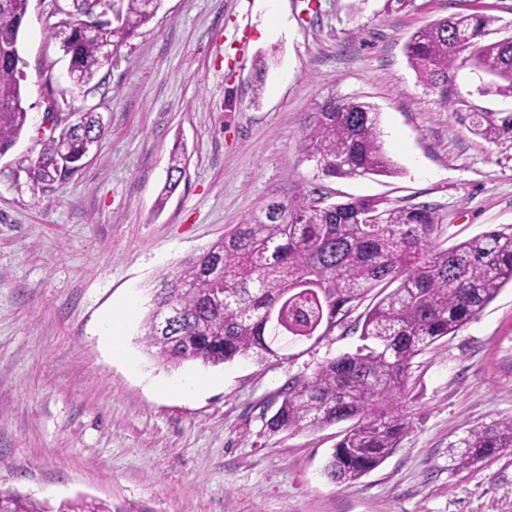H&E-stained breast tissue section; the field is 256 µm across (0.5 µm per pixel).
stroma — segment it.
Wrapping results in <instances>:
<instances>
[{"mask_svg": "<svg viewBox=\"0 0 512 512\" xmlns=\"http://www.w3.org/2000/svg\"><path fill=\"white\" fill-rule=\"evenodd\" d=\"M70 0H30L22 30L29 123L0 157V491L122 512H512V448L459 469L475 425L512 417V284L473 320L413 360L420 398L399 448L358 482L323 470L338 426L270 434L279 389L355 351L335 329L290 343L283 359L219 366L159 362L142 337L162 274L273 200L379 198L435 209L447 248L512 226V139L471 134L462 114L512 112L476 93L460 64L449 112L405 56L424 25L494 17L485 39L512 37V0H162L155 17L82 95L50 27ZM273 62L260 98L253 63ZM379 112L397 175L327 178L301 139L331 100ZM61 115L89 109L104 134L70 180L36 182L31 166ZM184 179L162 197L173 146ZM125 353L98 336L128 297ZM198 388L177 392L186 377Z\"/></svg>", "mask_w": 512, "mask_h": 512, "instance_id": "obj_1", "label": "stroma"}]
</instances>
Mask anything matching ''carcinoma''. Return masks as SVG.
I'll list each match as a JSON object with an SVG mask.
<instances>
[{
	"mask_svg": "<svg viewBox=\"0 0 512 512\" xmlns=\"http://www.w3.org/2000/svg\"><path fill=\"white\" fill-rule=\"evenodd\" d=\"M30 0H0V156L9 153L28 122L23 82L26 63L20 32ZM156 14L150 0H112V19L97 0H72L70 37L60 44L74 85H89L104 65L97 41L86 38L76 19L102 27L117 53ZM494 19L475 12L452 15L420 28L406 45L419 78L432 89L448 85L461 55L489 80L480 95L512 98V38L482 42ZM269 59L254 62L253 98L259 99ZM474 135L498 142L512 138V112H470L462 117ZM104 133L98 113H79L51 137L34 162L35 177L55 182L81 166L86 141ZM307 157L327 177L394 176L383 149L379 113L358 100L333 101L316 113L302 138ZM161 199L179 186L184 153L172 151ZM375 214L376 224H365ZM435 210L356 198L325 206L305 197L272 200L258 214L227 230L202 252L165 274L153 295L146 322L152 356L166 364L199 360L219 365L240 356L264 361L279 354L268 345L270 312L280 335L300 341L326 337L368 302L362 344L288 380L267 421L269 433L324 429L340 422V434L324 474L351 484L378 468L409 431V385L413 359L453 336L512 283V230L489 229L450 248L436 243ZM177 308L169 328L161 313ZM456 466L469 469L512 448V418L472 427L461 439ZM0 512H123L96 502L53 507L0 492Z\"/></svg>",
	"mask_w": 512,
	"mask_h": 512,
	"instance_id": "obj_1",
	"label": "carcinoma"
}]
</instances>
